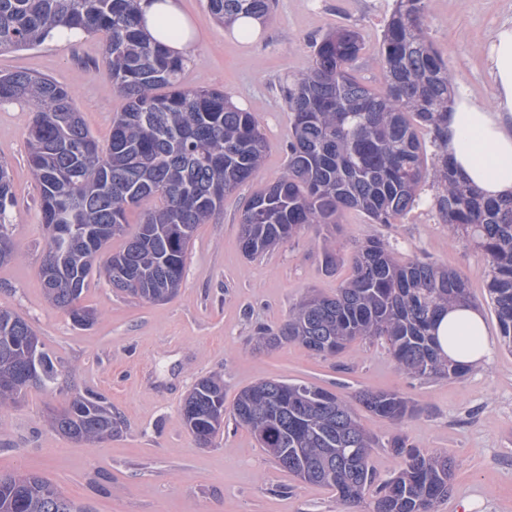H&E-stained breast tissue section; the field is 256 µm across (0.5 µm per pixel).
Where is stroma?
Returning a JSON list of instances; mask_svg holds the SVG:
<instances>
[{"instance_id": "1", "label": "stroma", "mask_w": 512, "mask_h": 512, "mask_svg": "<svg viewBox=\"0 0 512 512\" xmlns=\"http://www.w3.org/2000/svg\"><path fill=\"white\" fill-rule=\"evenodd\" d=\"M182 2L194 25L184 85L223 90L253 112L267 141L264 161L219 214L198 226L175 297L139 302L94 278L82 303L97 311L98 320L77 329L47 302L39 278L47 237L28 168L25 134L33 111L25 103L0 105V161L12 175L17 206L11 232L19 246L18 258L0 267V305L31 324L59 370L53 389L30 390L21 406L0 414V472L39 475L89 512H355L335 491L281 469L232 418L206 448L185 430L180 408L200 377H223L228 410L242 388L275 378L349 398L364 390L401 394L415 411L400 425L357 410L379 441L371 459L377 476L390 478L404 468V458L387 446L398 435L412 449L456 462L452 492L436 512H464L467 502L472 512H512V350L502 342L489 303L483 257L464 236H449L430 207L431 183L421 186L420 206L397 223L374 224L351 210L341 224L310 226L255 259L239 247L244 201L275 183L288 161L280 82L305 68L313 41L348 27L360 32L365 46L357 76L380 88L377 55L396 0H276L259 35L246 41L224 29L206 0ZM505 21L512 22V0H425L429 39L451 67L455 88L466 89L479 105H490L495 95L485 42ZM102 44L98 34L0 52V72L26 70L70 87L104 146L125 102L99 65ZM370 238L389 243L399 262L426 260L465 278L495 343L491 360L459 378L411 379L380 340L353 342L329 358L291 342L256 349L258 325L279 329L309 291L335 294L350 275L351 254ZM327 244L340 257L332 273L322 262ZM88 389L105 394L123 421L111 440L78 443L46 422L72 393Z\"/></svg>"}]
</instances>
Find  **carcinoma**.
<instances>
[{"instance_id": "carcinoma-1", "label": "carcinoma", "mask_w": 512, "mask_h": 512, "mask_svg": "<svg viewBox=\"0 0 512 512\" xmlns=\"http://www.w3.org/2000/svg\"><path fill=\"white\" fill-rule=\"evenodd\" d=\"M207 6L228 25L240 15L265 19L271 0H207ZM143 27L139 0H0V50L103 33L101 65L126 100L102 147L66 87L22 70L0 75V105L27 102L34 109L28 164L48 238L40 277L48 300L76 327L97 320L95 310L81 304L94 277L142 301L172 298L197 225L208 223L224 198L254 176L266 149L254 113L221 91L184 86L190 58L171 55L146 38ZM361 50L359 32L338 28L315 43L303 70L280 84L289 122L287 169L245 203L242 252L261 256L308 226L340 223L349 210L374 224H394L420 204L418 190L429 177L436 187L432 210L483 255L500 336L511 346L512 199L484 198L443 152L454 76L427 37L424 0H397L379 53L380 92L352 75ZM421 130L434 148L430 166ZM14 208L10 170L0 162V265L18 256L10 234ZM132 208L143 213L137 232L101 260L105 247L125 235ZM350 265L336 295L302 297L279 332H257L256 345L291 341L333 356L351 341L381 340L410 377L467 372L440 355L433 334L449 308L472 303L460 274L423 260L402 266L376 238L351 256ZM57 379L36 331L1 306L0 412L16 407L28 388H47ZM357 402L393 422L414 412L397 393L363 391ZM232 415L279 466L303 482L334 489L343 505L360 504L375 484L369 512H434L450 491L453 459L409 449L398 436L388 447L405 457V467L376 482L369 458L377 438L360 425L349 401L314 384L258 381L240 391ZM181 416L197 444L210 446L224 429V380L198 379ZM121 424L95 391L71 396L49 420L50 428L77 442L108 440ZM0 512L84 509L38 475L0 474Z\"/></svg>"}]
</instances>
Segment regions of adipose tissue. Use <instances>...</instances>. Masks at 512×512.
Here are the masks:
<instances>
[{
  "label": "adipose tissue",
  "instance_id": "1",
  "mask_svg": "<svg viewBox=\"0 0 512 512\" xmlns=\"http://www.w3.org/2000/svg\"><path fill=\"white\" fill-rule=\"evenodd\" d=\"M146 32L172 55H186L194 27L181 0H141ZM496 87L492 105L475 104L459 91L448 108L446 149L458 172L491 199L512 197V23L494 30L485 48ZM442 352L469 366L483 364L493 344L481 311L457 306L436 326Z\"/></svg>",
  "mask_w": 512,
  "mask_h": 512
}]
</instances>
